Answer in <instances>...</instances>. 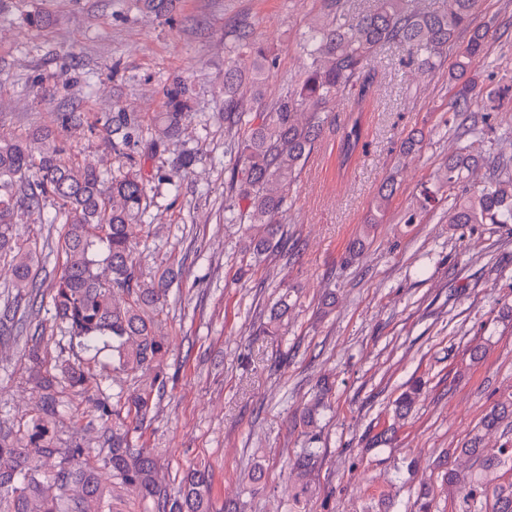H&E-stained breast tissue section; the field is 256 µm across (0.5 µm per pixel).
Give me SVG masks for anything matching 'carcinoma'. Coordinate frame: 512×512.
I'll return each instance as SVG.
<instances>
[{"label": "carcinoma", "mask_w": 512, "mask_h": 512, "mask_svg": "<svg viewBox=\"0 0 512 512\" xmlns=\"http://www.w3.org/2000/svg\"><path fill=\"white\" fill-rule=\"evenodd\" d=\"M478 0H446L437 10L421 0H375L368 10L348 25L339 22L341 0H330V10L314 22L303 39L309 65L296 88L274 103H262L261 85L273 65L259 44L246 42L244 51L224 63V125L246 128L235 146V163L224 211L229 220L249 226L245 248L255 253L288 249L279 215L288 208V197L307 157L317 143L326 119L327 104L351 88H359L365 99L370 85L366 76L375 67L379 51L399 47L408 53V64L432 70L458 35L470 31L457 70L451 77L456 92L455 112H479L481 124L469 133L480 135L493 129L494 107H484L483 90L470 72L478 67L493 80L497 65L487 60V30L472 26ZM250 75L258 111L243 108L240 89ZM190 91L181 81L165 89V111L155 114L151 128L144 127L136 112H113L94 121L74 108L57 113V128H41L16 136L0 134V263H8L14 289L13 301L28 300L37 315L43 266L37 237L22 230L41 217L47 202L57 204L61 220L57 246L64 260L51 288L52 316L69 340L73 359L47 361L37 344L26 353L33 380L40 389L36 408L20 437L0 432V512H99L97 504L107 491L103 471L126 487L138 491L147 512H211V480L204 468L190 470L181 480L178 494L168 495L155 481L152 457L135 450L132 429L147 420L154 391L164 380L125 395L112 394V404L97 401L99 418L112 422V437L102 461H91L85 449L67 451L66 462L51 477L32 473L37 456L58 452L53 426L59 415L63 390L87 393L97 377L89 361L107 351L112 365L126 372L160 366L168 344L158 333L167 305L168 274L156 280L143 278L136 257L137 245L146 225L141 223L147 204L146 189L155 180L178 188L182 172L193 165L189 151L177 155L167 170L149 176L141 165L142 148L169 146L181 131L189 110ZM88 132L102 136L125 164L126 171L108 177L107 171L88 160L72 159V144L62 133ZM360 120L344 133L341 165H346L359 147ZM422 133L410 131L401 140L407 156L417 151ZM482 158L465 146L448 156L436 175L434 191L425 200L448 204V223L458 229L467 224H512V173L473 186L466 172ZM396 193L394 180L381 185L369 214L349 245V254H360L371 233L386 215ZM291 290L286 288L268 316L270 331L278 330L291 309ZM421 382L415 380L394 402L399 419L412 410ZM126 412L130 423L119 421ZM512 427V394L495 403L481 421V429L492 431L502 424ZM462 451L484 458V474L463 486L467 512H483L478 505H491V512H512V482H502L496 469L512 463V438L497 448H485L476 435ZM320 450L303 448L294 467L298 482L293 512L316 491L315 473Z\"/></svg>", "instance_id": "carcinoma-1"}]
</instances>
